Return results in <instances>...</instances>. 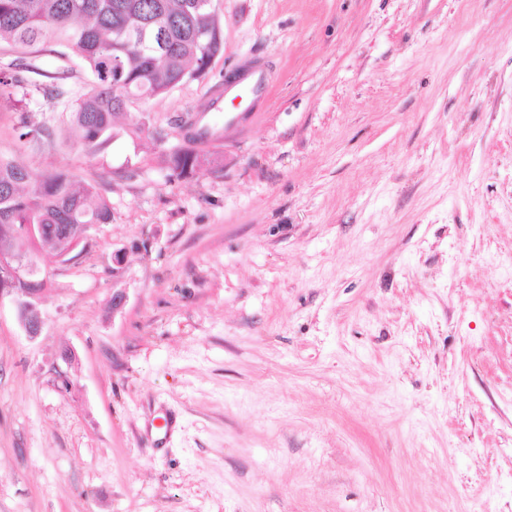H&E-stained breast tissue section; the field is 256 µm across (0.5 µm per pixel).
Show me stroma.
<instances>
[{
  "instance_id": "obj_1",
  "label": "stroma",
  "mask_w": 512,
  "mask_h": 512,
  "mask_svg": "<svg viewBox=\"0 0 512 512\" xmlns=\"http://www.w3.org/2000/svg\"><path fill=\"white\" fill-rule=\"evenodd\" d=\"M214 7L210 76L97 150L41 91L91 82L74 54L0 95V156L112 208L39 252L37 339L0 299V512H512V0ZM255 63L258 111L203 118L222 169L172 176L177 119Z\"/></svg>"
}]
</instances>
